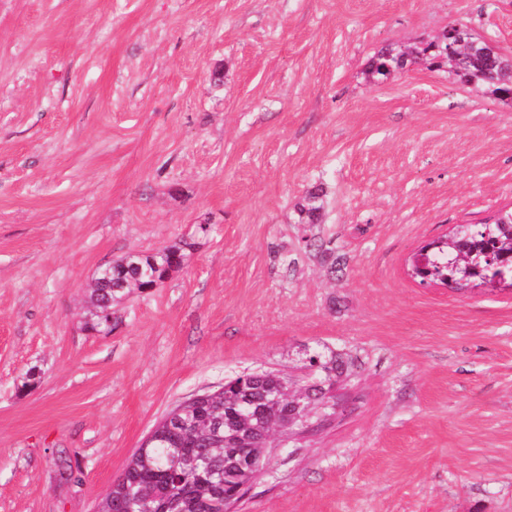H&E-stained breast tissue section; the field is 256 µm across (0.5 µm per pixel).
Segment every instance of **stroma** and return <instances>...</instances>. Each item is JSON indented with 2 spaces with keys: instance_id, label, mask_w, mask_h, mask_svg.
I'll return each mask as SVG.
<instances>
[{
  "instance_id": "obj_1",
  "label": "stroma",
  "mask_w": 512,
  "mask_h": 512,
  "mask_svg": "<svg viewBox=\"0 0 512 512\" xmlns=\"http://www.w3.org/2000/svg\"><path fill=\"white\" fill-rule=\"evenodd\" d=\"M453 24L512 56V0H0V512H97L176 405L315 351L236 512H512V292L411 266L512 207V103L366 74ZM180 242L95 326L100 269ZM322 196L320 188H314L306 193L303 201L296 206L299 223L316 224L319 221L322 210Z\"/></svg>"
}]
</instances>
